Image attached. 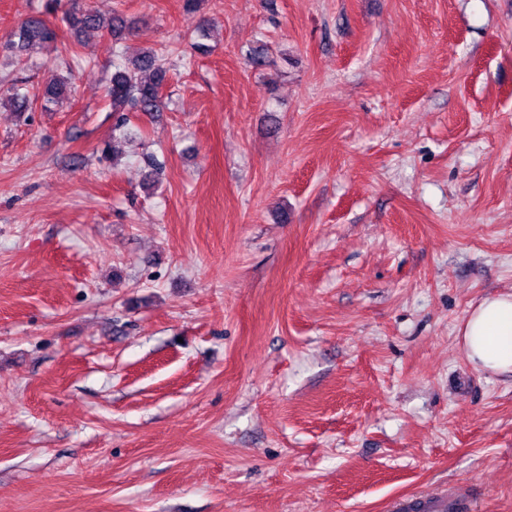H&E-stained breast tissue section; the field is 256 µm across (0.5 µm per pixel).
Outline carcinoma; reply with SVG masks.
I'll list each match as a JSON object with an SVG mask.
<instances>
[{
	"label": "carcinoma",
	"instance_id": "obj_1",
	"mask_svg": "<svg viewBox=\"0 0 512 512\" xmlns=\"http://www.w3.org/2000/svg\"><path fill=\"white\" fill-rule=\"evenodd\" d=\"M65 19L77 34L108 30L112 35L119 36L126 30L124 18L117 15L106 21L97 12L78 6L77 0H69ZM12 37L8 48L19 53L33 43L57 41L56 32L36 16L22 20ZM112 68L107 95L112 111L117 113L116 129L120 130L127 125L131 113L136 116L151 115L163 110L162 87L167 77L163 51L149 49L129 57L118 43L113 53ZM70 92L69 81L56 75L47 81L42 97L54 101Z\"/></svg>",
	"mask_w": 512,
	"mask_h": 512
}]
</instances>
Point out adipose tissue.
Instances as JSON below:
<instances>
[{
    "label": "adipose tissue",
    "instance_id": "1",
    "mask_svg": "<svg viewBox=\"0 0 512 512\" xmlns=\"http://www.w3.org/2000/svg\"><path fill=\"white\" fill-rule=\"evenodd\" d=\"M460 334L471 361L495 373L512 374V293L480 302Z\"/></svg>",
    "mask_w": 512,
    "mask_h": 512
}]
</instances>
